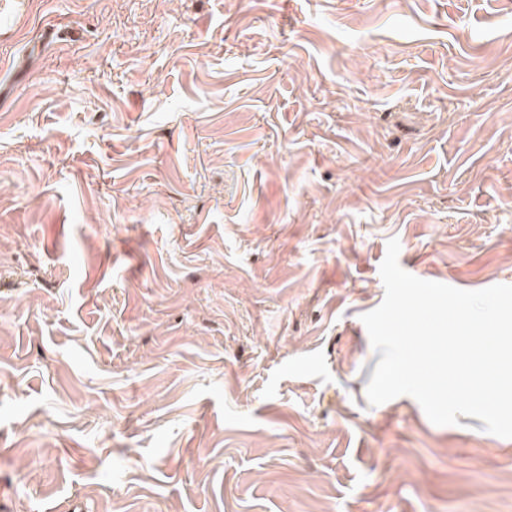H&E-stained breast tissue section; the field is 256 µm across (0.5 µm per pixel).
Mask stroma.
Instances as JSON below:
<instances>
[{
	"instance_id": "obj_1",
	"label": "stroma",
	"mask_w": 512,
	"mask_h": 512,
	"mask_svg": "<svg viewBox=\"0 0 512 512\" xmlns=\"http://www.w3.org/2000/svg\"><path fill=\"white\" fill-rule=\"evenodd\" d=\"M394 237L512 285V0H0V512H512L366 399Z\"/></svg>"
}]
</instances>
